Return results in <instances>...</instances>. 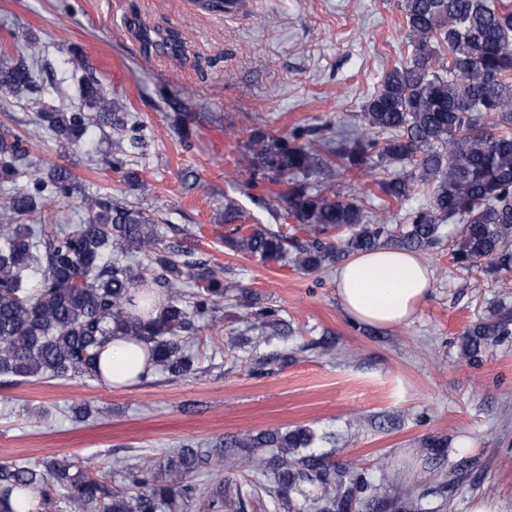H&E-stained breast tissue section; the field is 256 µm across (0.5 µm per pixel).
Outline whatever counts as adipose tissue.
<instances>
[{"mask_svg": "<svg viewBox=\"0 0 512 512\" xmlns=\"http://www.w3.org/2000/svg\"><path fill=\"white\" fill-rule=\"evenodd\" d=\"M335 281L352 320L392 328L413 320L430 291L431 273L416 254L381 247L344 262ZM100 369L112 387L129 388L148 378L153 367L143 345L116 336L101 354Z\"/></svg>", "mask_w": 512, "mask_h": 512, "instance_id": "adipose-tissue-1", "label": "adipose tissue"}]
</instances>
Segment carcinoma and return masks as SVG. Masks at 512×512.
Segmentation results:
<instances>
[{
  "label": "carcinoma",
  "mask_w": 512,
  "mask_h": 512,
  "mask_svg": "<svg viewBox=\"0 0 512 512\" xmlns=\"http://www.w3.org/2000/svg\"><path fill=\"white\" fill-rule=\"evenodd\" d=\"M403 27L410 58L392 67L362 106L350 135L325 139L329 124L296 127L277 135L256 127L246 145L245 185L274 186L277 208L293 222L294 235L260 224L245 226L235 200L224 201V246L264 263L292 262L307 272L389 242L406 250L439 243L442 224L454 225L453 259L464 266L482 261L503 270L512 266V5L493 0H403ZM142 42L183 57L184 39L174 29L144 26ZM35 83L32 65L22 56L0 67V95L19 96ZM84 112L43 111L40 126L56 139L77 145L87 124L124 123L121 105L98 81L81 89ZM25 140L0 124V182L13 188L0 195V376L30 378H101L98 361L114 336L150 346L154 366L173 377L194 371V358L182 333L198 324L216 325L224 295L237 287L194 259L184 237L167 241L146 209L131 208L110 197L86 203L82 224L34 223L33 215L72 197L70 172L62 167L30 170ZM385 163L411 173L378 182L379 192L395 202L413 193L430 196L429 206L391 228L376 224L359 202L335 191L339 170L362 173ZM160 270L169 292L158 316L132 315L133 293L144 287L148 267ZM190 275L198 291L184 299L179 285ZM512 333V315L466 329L463 355L474 358L481 347ZM312 442L309 432H261L213 449L184 443L168 451L159 469L125 465L130 491H112L93 474L68 461L51 459L42 467L27 462L0 465V512L19 493L30 507L48 512L59 494L77 512L102 504V512H188L194 499L221 512L224 496L195 482L200 462L215 470H245L247 458L226 448H276L273 456L281 499L293 508L294 497L330 512L336 497L312 499L301 484L313 481L317 459L291 457L294 448Z\"/></svg>",
  "instance_id": "1"
}]
</instances>
